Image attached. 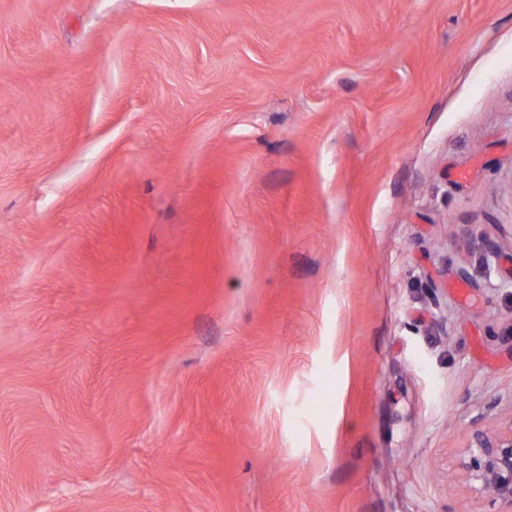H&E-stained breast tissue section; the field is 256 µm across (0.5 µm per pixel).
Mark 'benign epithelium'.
<instances>
[{"label": "benign epithelium", "mask_w": 512, "mask_h": 512, "mask_svg": "<svg viewBox=\"0 0 512 512\" xmlns=\"http://www.w3.org/2000/svg\"><path fill=\"white\" fill-rule=\"evenodd\" d=\"M470 484L512 509V424L490 433H473L462 461Z\"/></svg>", "instance_id": "1"}]
</instances>
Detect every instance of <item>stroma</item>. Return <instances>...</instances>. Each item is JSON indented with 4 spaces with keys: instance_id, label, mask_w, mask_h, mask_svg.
Here are the masks:
<instances>
[{
    "instance_id": "1",
    "label": "stroma",
    "mask_w": 512,
    "mask_h": 512,
    "mask_svg": "<svg viewBox=\"0 0 512 512\" xmlns=\"http://www.w3.org/2000/svg\"><path fill=\"white\" fill-rule=\"evenodd\" d=\"M512 0H0V512H500ZM461 465L478 493L489 492L512 511V417L510 425L490 433L477 430Z\"/></svg>"
}]
</instances>
